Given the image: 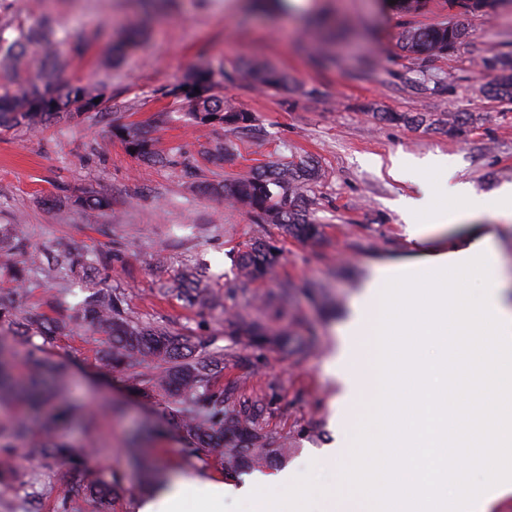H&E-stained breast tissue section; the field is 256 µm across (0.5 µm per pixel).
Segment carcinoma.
Here are the masks:
<instances>
[{
	"instance_id": "carcinoma-1",
	"label": "carcinoma",
	"mask_w": 512,
	"mask_h": 512,
	"mask_svg": "<svg viewBox=\"0 0 512 512\" xmlns=\"http://www.w3.org/2000/svg\"><path fill=\"white\" fill-rule=\"evenodd\" d=\"M387 8L403 16L424 12L429 0H382ZM459 18L431 27L403 26L399 48L409 57L446 55L467 37L460 17L488 15L501 0H447ZM92 41L87 35L57 39L55 21L42 15L31 26L0 24V66L8 80L0 82V130L36 129L47 123L68 120L84 111V98L90 96L80 84L61 81L58 67L61 46L82 51ZM495 72L485 92L512 102V57L496 56L483 61ZM240 75L260 89L294 90L284 71L261 61L241 64ZM224 81V69L199 67L166 90L177 111L184 112L198 126L215 122L229 131L241 133L255 127L250 112L224 104L215 88ZM380 120L408 127L429 125L446 134L463 137L473 123V115L453 112L435 116L425 113L380 112ZM128 151L137 158L164 166L185 165L174 156L162 155L142 130L122 131ZM325 178L319 160L303 156L297 160L270 161L259 169L224 185V196L248 205L259 223L274 224L291 237L310 240L322 234V225L311 218L304 199ZM279 261L277 248L257 239L237 256L242 283L268 276ZM98 259L87 253L60 250L51 271L61 278H86L96 270ZM11 265L20 280L41 269V260L28 242L23 225H13L9 234L0 235V266ZM176 296L189 302L214 303V293L203 272L188 268L170 287ZM81 320L96 325L107 337V348L100 361L104 369L125 373L131 385L146 397L160 398L189 442L187 453L221 465L228 473L254 471L288 459V449L275 444L257 429L258 411L236 407L234 388L224 385V349H211L193 342L163 325L145 324L134 318L121 293L109 286L93 289L85 299ZM0 324L11 328V339H0V404L16 403L24 414L9 425L0 424V459H9L22 447L34 445L39 458L63 466L71 480L55 488L52 512H75L80 501H91L96 512H112L117 474L96 465L88 448L63 439L60 433L80 419L87 432L97 427L96 418L66 395L67 367L45 357L47 348L58 337L73 333L71 322L33 310H20L0 299ZM230 335L256 346H275L285 339L239 315L226 322ZM27 347V377L14 374L15 346ZM151 431L135 433L130 447L132 458L147 473L150 459L141 453L139 443ZM40 469H18L0 464V490L29 494L24 512H39L37 488Z\"/></svg>"
}]
</instances>
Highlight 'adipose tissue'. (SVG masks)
Wrapping results in <instances>:
<instances>
[{"label": "adipose tissue", "instance_id": "ef3b65f1", "mask_svg": "<svg viewBox=\"0 0 512 512\" xmlns=\"http://www.w3.org/2000/svg\"><path fill=\"white\" fill-rule=\"evenodd\" d=\"M392 171L419 187L402 201L419 253L374 267L344 329L345 348L327 370L339 377L345 404L367 390L403 403L365 424L343 419V440L355 452L327 461L352 475L353 490L327 498L321 512H492L512 496V305L499 286L496 239L479 232L466 248L438 252L427 244L434 231L483 213L512 221V184L450 211L441 196L466 201L475 192L454 181L447 158L399 156ZM421 212L429 223H417ZM451 277L482 286L464 294L449 287ZM261 487L166 477L136 512H224L225 497H252Z\"/></svg>", "mask_w": 512, "mask_h": 512}]
</instances>
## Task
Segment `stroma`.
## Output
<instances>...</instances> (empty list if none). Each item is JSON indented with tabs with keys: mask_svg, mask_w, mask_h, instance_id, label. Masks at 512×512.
<instances>
[{
	"mask_svg": "<svg viewBox=\"0 0 512 512\" xmlns=\"http://www.w3.org/2000/svg\"><path fill=\"white\" fill-rule=\"evenodd\" d=\"M313 4L306 12L275 0L258 14L249 0H165L156 10L139 0H0V23L29 25L49 12L60 37L97 33L83 52L65 54L62 76L102 99L100 110L71 121L0 133V228L23 220L44 259L58 245L103 257L100 280L124 294L135 318L223 349L225 382L236 385L239 400L261 407L265 435L288 442L287 464L263 474L289 478L299 495L293 512H316L319 493L339 487L320 455L336 447V418L347 411L339 379L326 370L342 349L341 329L374 265L411 254L398 206L417 186L392 173V157L446 156L456 180L480 195L512 184V105L482 91L493 77L483 60L512 53V0L492 15L466 18L464 43L428 61L399 55L395 35L406 21L424 27L449 20L444 0L408 20L379 16L375 0ZM139 19L146 36L111 66L113 43ZM249 58L288 71L298 93L252 90L238 74ZM201 65L223 69L224 101L255 114L253 130L231 137L223 124L197 126L174 111L163 87ZM380 112H471L477 120L460 139L378 121ZM123 127L148 130L158 151L187 158L190 169L133 157ZM228 138L237 148L215 168L207 150ZM305 155L326 171L314 189L318 239L282 235L214 190L242 171ZM88 195L104 198L106 208L89 214L76 207ZM259 237L278 247L281 261L271 277L245 285L234 260ZM200 262L220 306L187 307L168 291ZM284 283L293 287L288 305L265 306ZM0 293L20 309L61 317L88 291L81 281L51 276L30 277L20 288L13 270L0 268ZM238 313L286 332L287 343L258 349L229 336L225 320ZM105 347L104 335L79 327L50 353L70 365L69 395L98 415L92 434L75 424L69 439L89 443L101 466L117 470L112 510L132 512L144 494L142 472L125 450L163 406L134 395L122 373L102 374ZM143 445L166 474L240 481L211 461L185 463L184 444L173 435L155 434Z\"/></svg>",
	"mask_w": 512,
	"mask_h": 512,
	"instance_id": "35a3bbf8",
	"label": "stroma"
}]
</instances>
